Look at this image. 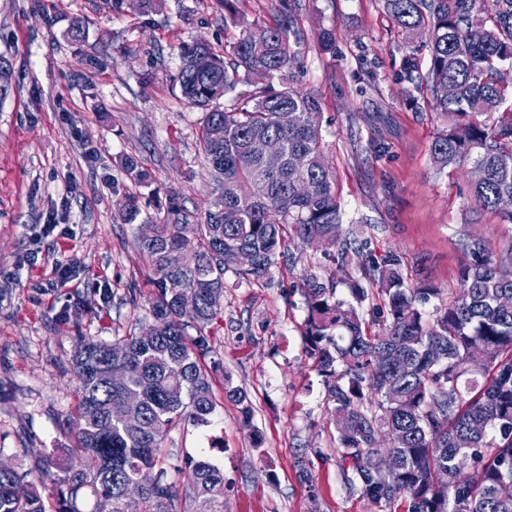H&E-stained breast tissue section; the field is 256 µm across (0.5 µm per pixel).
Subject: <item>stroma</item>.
<instances>
[{"label": "stroma", "mask_w": 512, "mask_h": 512, "mask_svg": "<svg viewBox=\"0 0 512 512\" xmlns=\"http://www.w3.org/2000/svg\"><path fill=\"white\" fill-rule=\"evenodd\" d=\"M76 17L87 21L79 41L67 34ZM299 23L308 37L299 85L320 97L344 218L368 216L374 254L397 252L409 282L437 288L424 306L434 315L459 290L460 233L498 256L512 251V224L472 209L463 170L434 168L430 146L448 120L427 92L405 105L401 35L379 0H303ZM320 27L335 28L336 55L313 40ZM237 34L222 0H166L148 16L129 0H0V60L10 70L0 97V462L28 479L44 452L71 441L76 338L109 343L152 322L153 266L135 225L119 217L123 202L154 213L174 196L199 224L219 198L199 145L203 112L184 101L177 75L181 46L221 52ZM126 155L147 183L127 178ZM289 251L294 262L270 279L225 273L208 328L222 365L212 375L215 412L209 425L173 430L167 445L209 454L223 470L224 512H403L347 480L333 404L301 328L302 277L327 279L334 266L321 247L293 242ZM60 261L78 266L77 280H57ZM228 381L247 393L251 424L226 398Z\"/></svg>", "instance_id": "stroma-1"}]
</instances>
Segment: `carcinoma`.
<instances>
[{
	"label": "carcinoma",
	"instance_id": "obj_1",
	"mask_svg": "<svg viewBox=\"0 0 512 512\" xmlns=\"http://www.w3.org/2000/svg\"><path fill=\"white\" fill-rule=\"evenodd\" d=\"M224 0V20L238 29L229 57L207 43L181 53L178 73L188 104L204 111L201 149L221 190L203 224L188 225L172 204L163 214L121 206L125 224H151L154 237L137 238L151 259L156 297L150 308L155 335L134 333L106 343L83 337L72 365L79 381L72 411L73 444L40 460L50 487L0 469V512H177L168 434L192 422L206 424L216 401L204 360L206 329L220 313L224 274L241 281L269 277L285 241L318 242L339 277L303 279L307 305L303 335L325 378L332 424L349 481L376 502L405 500L407 512H512V252L494 258L484 240L464 234L467 262L460 291L428 319L422 304L434 289L409 285L400 255L378 260L371 240L342 230L344 209L324 154L318 95L296 86L306 37L298 23L302 0H274L268 38L255 42L256 18ZM403 37L400 79L430 91L435 111L451 118L431 145L443 171L468 163L481 176L470 182L472 201L512 224V0H381ZM320 50L336 55V30L315 33ZM244 72L247 89L239 91ZM231 97L222 108L219 100ZM495 116L492 123L483 117ZM281 143L284 164L264 167L259 145ZM127 177L144 184L138 159L126 156ZM255 255L237 266L236 252ZM360 259V277L346 272ZM348 285L351 301L336 297ZM382 319L369 333L365 312ZM193 328L196 335L188 334ZM126 369L122 382L112 368ZM245 423L247 394L227 388ZM192 512H224V471L205 456H183ZM49 495H44V492Z\"/></svg>",
	"mask_w": 512,
	"mask_h": 512
}]
</instances>
